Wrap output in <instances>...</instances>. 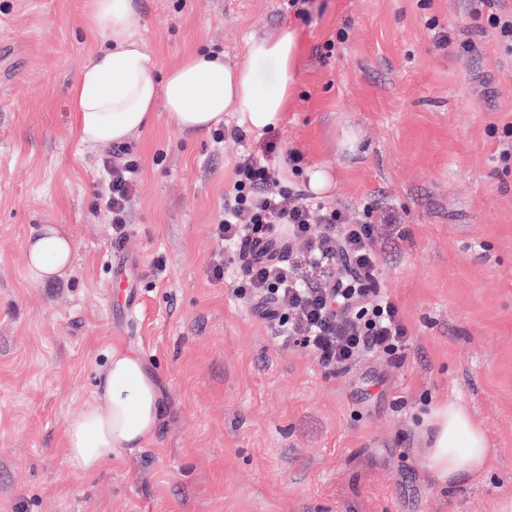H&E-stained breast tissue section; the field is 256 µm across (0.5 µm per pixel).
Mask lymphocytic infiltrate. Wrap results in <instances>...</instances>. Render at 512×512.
Returning a JSON list of instances; mask_svg holds the SVG:
<instances>
[{"label":"lymphocytic infiltrate","mask_w":512,"mask_h":512,"mask_svg":"<svg viewBox=\"0 0 512 512\" xmlns=\"http://www.w3.org/2000/svg\"><path fill=\"white\" fill-rule=\"evenodd\" d=\"M102 164L107 179L95 194L120 239L137 196L139 160L126 148L105 156ZM212 236L214 279L223 280L226 273L225 251L237 254L236 295L254 302L281 344L303 345L325 370L344 369L366 353L395 357L405 350L408 330L389 296L302 274L303 268L326 269L341 261L355 279L375 278L380 263L372 225L348 223L339 208L287 188L279 171L252 153H241L235 161ZM288 241L303 244L302 254H287Z\"/></svg>","instance_id":"obj_1"}]
</instances>
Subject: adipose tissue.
<instances>
[{
	"label": "adipose tissue",
	"instance_id": "obj_1",
	"mask_svg": "<svg viewBox=\"0 0 512 512\" xmlns=\"http://www.w3.org/2000/svg\"><path fill=\"white\" fill-rule=\"evenodd\" d=\"M92 21L105 44L84 66L71 91L76 134L98 144L124 142L150 123L156 110L166 112L179 130L201 133L237 113L252 131L274 127L282 118L297 78L298 37L280 29L251 38L247 61L232 65L223 54L199 52L157 78L155 63L139 32L137 0H93ZM273 68V89L260 78L261 66ZM72 240L58 224L43 225L26 243L31 283L64 277ZM103 405H86L64 429L69 462L93 473L150 439L161 413L160 394L142 358L133 350L113 348L104 372ZM424 466L434 481L452 482L480 474L488 459L484 431L457 404H444L426 417L421 433Z\"/></svg>",
	"mask_w": 512,
	"mask_h": 512
}]
</instances>
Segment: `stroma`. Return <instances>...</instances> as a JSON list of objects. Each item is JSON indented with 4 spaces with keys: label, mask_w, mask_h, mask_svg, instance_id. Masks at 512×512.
<instances>
[{
    "label": "stroma",
    "mask_w": 512,
    "mask_h": 512,
    "mask_svg": "<svg viewBox=\"0 0 512 512\" xmlns=\"http://www.w3.org/2000/svg\"><path fill=\"white\" fill-rule=\"evenodd\" d=\"M91 2L0 0V512H512V53L486 20L512 0L479 18L467 0H138L160 71L216 46L243 61L250 38L289 25L298 88L242 143L155 112L127 140L141 169L121 240L93 194L105 148L78 139L70 108L103 45ZM244 150L291 186L324 167L319 201L352 222L396 217L376 287L403 313L402 358L328 373L213 279L211 226ZM44 224L65 225L72 266L34 285L24 250ZM116 346L143 357L161 418L83 475L65 424L98 402ZM447 400L489 457L442 485L420 435Z\"/></svg>",
    "instance_id": "obj_1"
}]
</instances>
